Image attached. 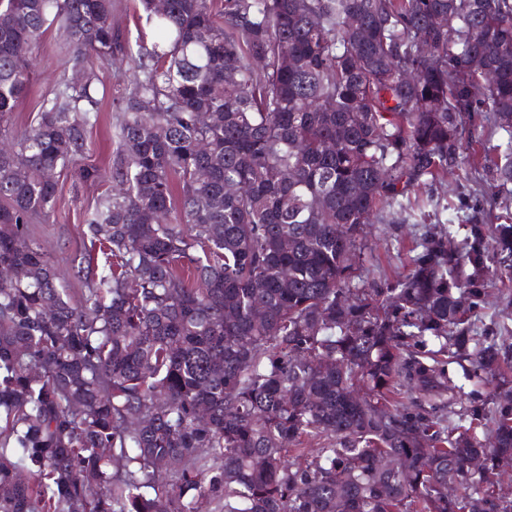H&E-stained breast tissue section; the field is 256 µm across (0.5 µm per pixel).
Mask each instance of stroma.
<instances>
[{
    "instance_id": "1",
    "label": "stroma",
    "mask_w": 512,
    "mask_h": 512,
    "mask_svg": "<svg viewBox=\"0 0 512 512\" xmlns=\"http://www.w3.org/2000/svg\"><path fill=\"white\" fill-rule=\"evenodd\" d=\"M62 42L57 30H49L43 35L34 54L35 75L30 91L13 115L15 126L23 128L36 120L41 100L53 92L63 75L66 56L59 50ZM114 122L112 103L104 101L99 120L88 133V161L101 168V181L95 184L83 182L74 168L59 173L56 209L48 223L32 227L36 238L49 250L56 268L72 288L78 285L73 272L90 247L83 236L81 215L98 196L112 187L108 172L117 148ZM410 198L424 202V210L429 213V221L433 224L446 221L454 224H502L512 217V192H498L480 155L471 163L449 166L448 174L442 180L422 179L412 189ZM423 231L422 225L408 223L400 214L367 226L365 281L393 280L406 273ZM476 324L481 329H495L503 325L512 329V283L496 281L488 286L486 303Z\"/></svg>"
}]
</instances>
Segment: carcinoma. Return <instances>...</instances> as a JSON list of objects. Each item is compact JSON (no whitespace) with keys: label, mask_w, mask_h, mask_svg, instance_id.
Here are the masks:
<instances>
[{"label":"carcinoma","mask_w":512,"mask_h":512,"mask_svg":"<svg viewBox=\"0 0 512 512\" xmlns=\"http://www.w3.org/2000/svg\"><path fill=\"white\" fill-rule=\"evenodd\" d=\"M140 5L132 46L112 0H0V512H512L509 330L474 327L512 224H435L359 287L372 219L477 154L462 116L509 135L512 181V0ZM53 25L81 79L17 129ZM119 55L113 188L83 214L105 261L73 293L31 225L89 154L88 60Z\"/></svg>","instance_id":"cac0c4a2"}]
</instances>
